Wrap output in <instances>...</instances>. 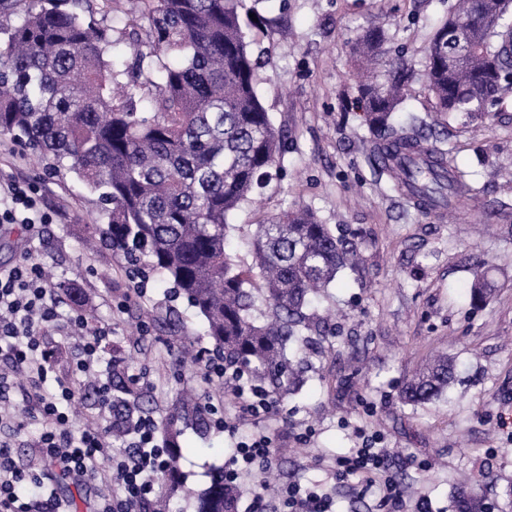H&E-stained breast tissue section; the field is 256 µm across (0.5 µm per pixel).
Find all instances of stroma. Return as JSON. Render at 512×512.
<instances>
[{
	"mask_svg": "<svg viewBox=\"0 0 512 512\" xmlns=\"http://www.w3.org/2000/svg\"><path fill=\"white\" fill-rule=\"evenodd\" d=\"M455 0H246L245 31L259 56L255 81L262 104L286 138L277 169L234 216L232 252L253 263L243 244L255 224L291 207L357 243L359 262L314 298L325 338L308 353L306 383L274 399L261 423L219 424L210 412L178 417L177 398L194 388L203 402L225 397L204 365L180 367L179 344L200 335L202 321L170 282L147 264L121 263L106 246L86 249L104 219L97 197L73 175H55L10 137L0 136V174L25 180L52 223L39 234L0 224V267L33 252L59 288L62 315L86 298L90 326H108L101 370L113 383L149 370L155 384L131 398L140 414L165 425L176 418L182 456L179 512L213 469L231 468L239 441L264 434L276 447L273 466L242 473L238 512H252L265 481L324 485L326 466L376 436L388 473L407 502L427 498L430 512H451L449 492L462 478L494 504L512 481V86L492 111L474 116L437 111L424 77L423 50ZM385 43L378 74L397 58L415 77L397 114L430 143L447 149L477 200L455 214L417 208L379 176L356 97L359 61L352 46L370 24ZM495 282L489 299L470 302L476 272ZM453 356L457 378L444 399L402 404L406 381L427 360Z\"/></svg>",
	"mask_w": 512,
	"mask_h": 512,
	"instance_id": "obj_1",
	"label": "stroma"
}]
</instances>
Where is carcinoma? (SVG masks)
<instances>
[{
    "mask_svg": "<svg viewBox=\"0 0 512 512\" xmlns=\"http://www.w3.org/2000/svg\"><path fill=\"white\" fill-rule=\"evenodd\" d=\"M512 0H457L425 49V75L440 112L474 111L503 90L512 72ZM131 56H113L112 26L89 15L88 0H0V135L52 160L98 194L112 248L172 282L203 322V338L230 369L268 393L304 385L303 351L319 331L311 296L353 266L357 246L310 209H289L258 224L254 264L234 263L230 218L280 163L282 134L254 83L257 60L244 33L243 0H132ZM462 26L476 50L448 66V38ZM384 31L371 27L354 51L374 57ZM412 75L398 64L383 83L357 87L376 136L373 160L392 189L431 210H451L469 192L437 146L424 147L414 123L395 120ZM493 292L476 275L471 301ZM201 341L181 346L182 365L199 362ZM454 378L441 354L405 385L401 400L440 398ZM162 467L168 494L152 512H168L179 487V429ZM242 487L216 471L194 512H236ZM454 512H490L459 484Z\"/></svg>",
    "mask_w": 512,
    "mask_h": 512,
    "instance_id": "obj_1",
    "label": "carcinoma"
}]
</instances>
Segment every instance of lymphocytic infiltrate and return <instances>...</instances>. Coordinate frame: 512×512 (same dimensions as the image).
Returning a JSON list of instances; mask_svg holds the SVG:
<instances>
[{
  "label": "lymphocytic infiltrate",
  "mask_w": 512,
  "mask_h": 512,
  "mask_svg": "<svg viewBox=\"0 0 512 512\" xmlns=\"http://www.w3.org/2000/svg\"><path fill=\"white\" fill-rule=\"evenodd\" d=\"M48 220V214L38 210L24 184L11 180L0 185V224H23L32 230ZM56 308L43 267L32 255L0 270V362L8 367L7 373L0 375V387L22 377L34 389L35 404L30 415L42 426L36 446L44 462L38 472L22 469L11 443L0 441V512H70L68 501L56 492L62 480L79 487L111 485L112 493L100 497L97 512H143L155 495V475L165 453L155 436V422L131 406L116 405L110 385L102 381L99 370L103 335L88 330L81 314L70 316L62 328L66 346L43 341L44 329L57 318ZM67 347L78 353L74 375L96 380L95 391L100 398L98 426L77 432L69 425L75 401L73 386L61 380L55 387L46 385L54 362ZM208 373L230 381L239 413L256 419L269 414L266 395L247 378L220 363L211 365ZM106 422L131 437L126 454L113 460L107 469L101 466L111 451L102 428ZM386 470L385 450L368 438L334 464L336 475L377 488L384 502L402 504V494L386 478ZM278 501L279 512H333L328 492L298 483L283 488Z\"/></svg>",
  "instance_id": "1"
}]
</instances>
